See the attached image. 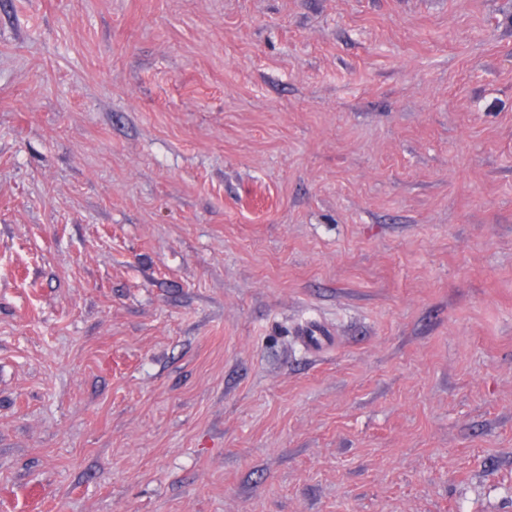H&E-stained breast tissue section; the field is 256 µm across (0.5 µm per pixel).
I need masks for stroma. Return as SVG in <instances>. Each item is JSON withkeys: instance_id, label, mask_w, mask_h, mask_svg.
I'll return each mask as SVG.
<instances>
[{"instance_id": "35a3bbf8", "label": "stroma", "mask_w": 512, "mask_h": 512, "mask_svg": "<svg viewBox=\"0 0 512 512\" xmlns=\"http://www.w3.org/2000/svg\"><path fill=\"white\" fill-rule=\"evenodd\" d=\"M0 512H512V0H0Z\"/></svg>"}]
</instances>
